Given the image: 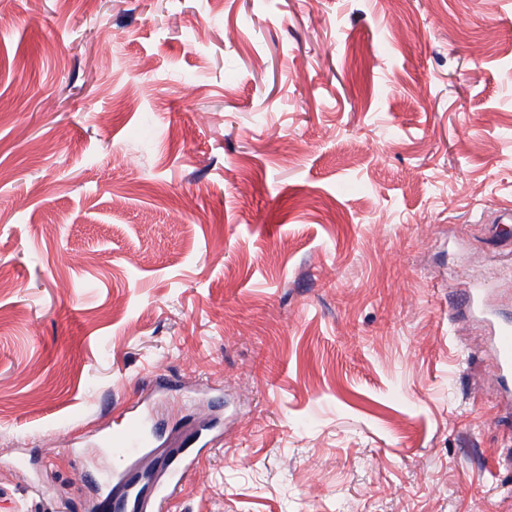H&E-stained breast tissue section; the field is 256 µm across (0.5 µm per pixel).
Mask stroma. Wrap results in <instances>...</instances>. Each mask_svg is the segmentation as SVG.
<instances>
[{"label":"stroma","instance_id":"1","mask_svg":"<svg viewBox=\"0 0 512 512\" xmlns=\"http://www.w3.org/2000/svg\"><path fill=\"white\" fill-rule=\"evenodd\" d=\"M508 206L512 0H0V512H512ZM493 356L496 371L502 381L512 383V323L494 324ZM140 401L131 406L125 429L107 437L103 443L112 453V492L102 491L91 504L94 512H116L120 505L130 512H162L175 498L184 480L194 470L192 461L180 453L167 454L159 468L166 478L157 484L153 497H145L140 487L141 477L134 457L152 454L147 448H157V438L147 430V417Z\"/></svg>","mask_w":512,"mask_h":512}]
</instances>
